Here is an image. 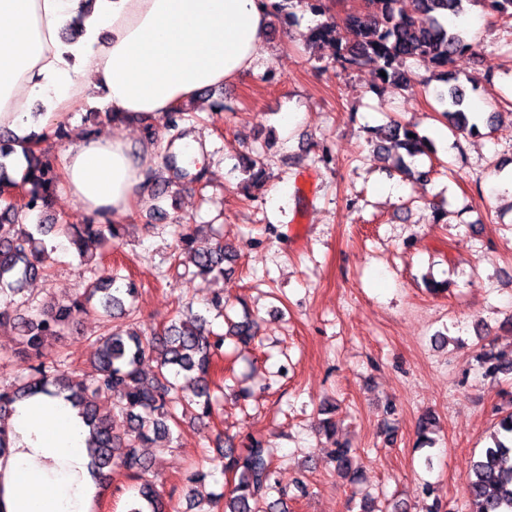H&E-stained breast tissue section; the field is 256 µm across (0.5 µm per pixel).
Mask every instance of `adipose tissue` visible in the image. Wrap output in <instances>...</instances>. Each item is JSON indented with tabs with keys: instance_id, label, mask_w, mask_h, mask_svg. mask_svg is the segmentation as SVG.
<instances>
[{
	"instance_id": "obj_1",
	"label": "adipose tissue",
	"mask_w": 512,
	"mask_h": 512,
	"mask_svg": "<svg viewBox=\"0 0 512 512\" xmlns=\"http://www.w3.org/2000/svg\"><path fill=\"white\" fill-rule=\"evenodd\" d=\"M268 20L265 0H0V128H40L37 104L57 121L95 100L128 120L163 116L256 68ZM153 161L151 145L84 135L61 175L88 215L117 221L146 199ZM8 425L0 512H92L100 486L77 409L38 395Z\"/></svg>"
}]
</instances>
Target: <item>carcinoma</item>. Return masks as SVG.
Segmentation results:
<instances>
[{"label":"carcinoma","instance_id":"obj_1","mask_svg":"<svg viewBox=\"0 0 512 512\" xmlns=\"http://www.w3.org/2000/svg\"><path fill=\"white\" fill-rule=\"evenodd\" d=\"M487 12L501 19H512V0H482ZM418 15H407L399 8V0H367V7L347 12L340 20L327 19L311 29L309 39L315 45L331 44L336 49L335 61L342 69L373 65L379 80L397 88L411 80L406 62H423L432 69V76L443 77L442 70L474 50L467 32L446 24L451 17L463 13V0H419ZM386 76H381V73ZM446 105L443 110L451 130L475 135L477 123L464 107V92L456 88L449 97H439ZM172 131V139L182 136L180 124L185 112L176 108L162 116ZM24 158L26 168L17 181L7 172L4 159L15 153L16 138L8 136L0 142V194L21 186L26 200L19 206L12 203L0 208V323L16 321L18 347L14 355L27 363L25 372L13 385L0 390V455L10 447L6 419L15 402L47 394L63 395L79 409L93 437L91 468L99 479H112L122 472L139 483L138 497L131 500L126 512H169L170 501L145 475L152 460L142 448L171 435L178 425V414H191L200 422L213 414L212 372L224 358L228 338L247 347L255 340V323L246 318L230 325L224 334L207 331L204 315L191 310L179 319L153 331L150 335L123 322L132 316L128 300L136 297L130 283L117 286L118 273L105 269L83 293L48 311H36L21 317L13 309L14 298L26 287L47 275L50 252L43 237L53 232L55 224H37L35 229L18 220L20 212L44 211L51 202L59 183V174L46 153L39 149L45 134L27 136ZM402 149L413 158L426 153L428 140L415 127L397 121L377 129L376 150L383 154L388 147ZM165 170L151 173L148 185L165 187L189 176L179 165V158L168 156ZM62 232L81 261L97 263V247L120 236L118 224L68 225ZM179 264L192 265L195 274L203 277L224 274V242L220 239L208 247L195 246V231L180 235ZM95 312L108 318L107 330L94 341L95 353L88 369L80 372L60 369L57 360L46 350L60 339L77 317ZM156 363L152 376L140 368L145 357ZM479 363L487 376L512 374V358L493 350L484 351ZM184 377L187 385L177 384ZM125 416L127 429L118 434L110 423L111 413ZM341 475L351 473L350 450L340 446L324 449ZM221 472L232 477L231 488L223 495V512H282L284 500L268 501L270 491L278 481L273 467L272 449L252 439L244 448L224 442L219 450ZM469 512H512V410L499 421V431L465 477Z\"/></svg>","mask_w":512,"mask_h":512}]
</instances>
